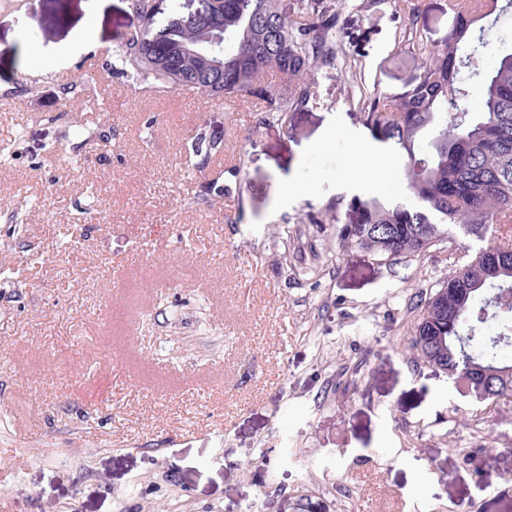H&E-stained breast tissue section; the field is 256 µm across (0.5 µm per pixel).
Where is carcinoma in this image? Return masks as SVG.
Instances as JSON below:
<instances>
[{"mask_svg":"<svg viewBox=\"0 0 512 512\" xmlns=\"http://www.w3.org/2000/svg\"><path fill=\"white\" fill-rule=\"evenodd\" d=\"M163 2L158 10L153 0H130L142 28L116 51L112 66L133 87L202 92L217 102L250 97L278 120L288 108L314 101L312 68L334 59L328 34L336 27L335 0H297L296 21L285 0H224L222 8L216 0H199L193 18L178 10L177 0ZM498 2L454 0L456 28L445 49L428 52L420 81L395 96L362 100L360 121L408 150L409 189L417 205H357L338 237L342 246L386 262L421 256L454 230L474 244L470 269L451 270L418 296L411 347L456 384L512 394V384L498 374L512 369V304L496 302L512 290V51L498 53L485 70L478 65L483 41L474 34V25ZM206 33L224 36V75L218 78L191 59L160 54L168 42H196ZM270 72L278 84L266 81ZM467 81L478 83V112L459 106ZM427 129L434 137L417 155L411 146ZM221 144L199 135L191 148L207 159ZM473 362L489 373L474 375Z\"/></svg>","mask_w":512,"mask_h":512,"instance_id":"cac0c4a2","label":"carcinoma"}]
</instances>
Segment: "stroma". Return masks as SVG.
<instances>
[{
    "instance_id": "obj_1",
    "label": "stroma",
    "mask_w": 512,
    "mask_h": 512,
    "mask_svg": "<svg viewBox=\"0 0 512 512\" xmlns=\"http://www.w3.org/2000/svg\"><path fill=\"white\" fill-rule=\"evenodd\" d=\"M316 105L131 92L128 0H0V512H512V398L411 349L447 244L400 264L341 251L358 99L415 85L448 0H336ZM415 41H407L409 19ZM94 79L91 104L65 84ZM222 150L192 153L196 135ZM409 158L362 202L413 203ZM304 194L284 201L286 180ZM226 185L229 197L214 188ZM316 269L286 279L272 247Z\"/></svg>"
}]
</instances>
